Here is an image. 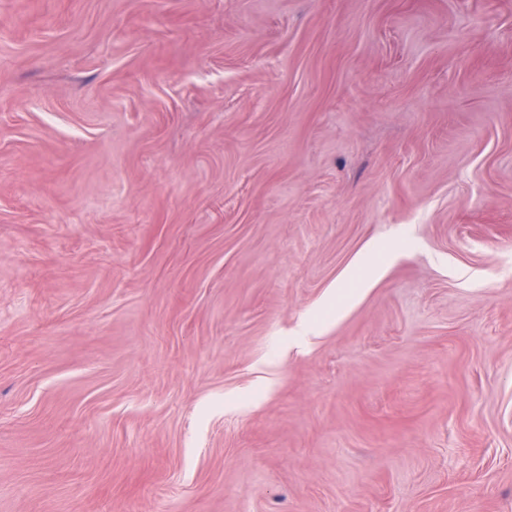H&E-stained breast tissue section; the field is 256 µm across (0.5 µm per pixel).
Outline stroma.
Returning a JSON list of instances; mask_svg holds the SVG:
<instances>
[{
	"mask_svg": "<svg viewBox=\"0 0 512 512\" xmlns=\"http://www.w3.org/2000/svg\"><path fill=\"white\" fill-rule=\"evenodd\" d=\"M0 512H512V0H0Z\"/></svg>",
	"mask_w": 512,
	"mask_h": 512,
	"instance_id": "obj_1",
	"label": "stroma"
}]
</instances>
